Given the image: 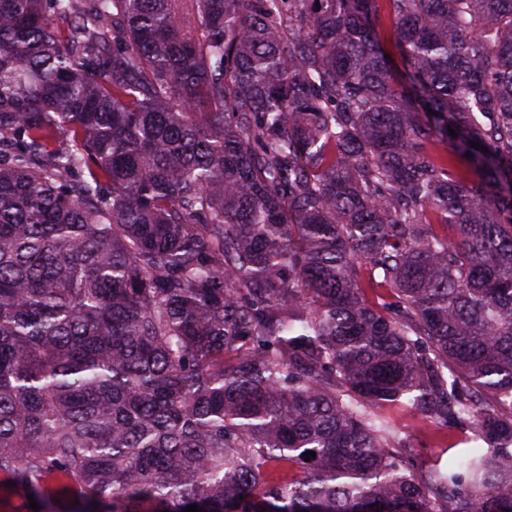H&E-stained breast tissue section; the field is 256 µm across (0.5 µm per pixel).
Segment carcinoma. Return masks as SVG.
Listing matches in <instances>:
<instances>
[{
  "instance_id": "cac0c4a2",
  "label": "carcinoma",
  "mask_w": 512,
  "mask_h": 512,
  "mask_svg": "<svg viewBox=\"0 0 512 512\" xmlns=\"http://www.w3.org/2000/svg\"><path fill=\"white\" fill-rule=\"evenodd\" d=\"M389 12L402 74L374 0H0V471L33 498L512 512V0ZM394 403L472 435L409 472ZM63 485L58 480L50 479V482L45 483L46 490L42 500L51 505L52 512H84L85 507L77 489L64 490Z\"/></svg>"
}]
</instances>
